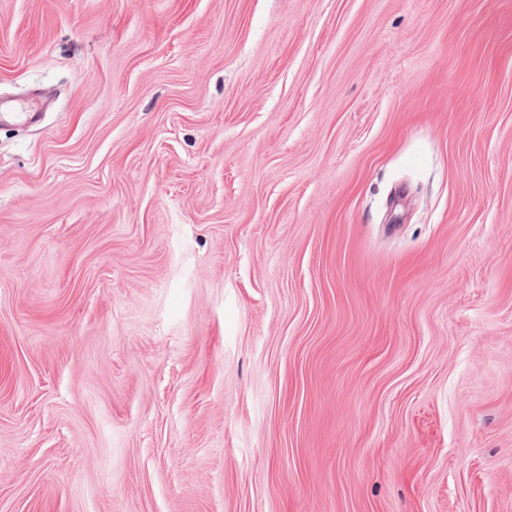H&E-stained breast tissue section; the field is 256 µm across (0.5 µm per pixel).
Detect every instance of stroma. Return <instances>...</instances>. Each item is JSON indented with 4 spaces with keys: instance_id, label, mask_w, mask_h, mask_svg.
I'll return each instance as SVG.
<instances>
[{
    "instance_id": "stroma-1",
    "label": "stroma",
    "mask_w": 512,
    "mask_h": 512,
    "mask_svg": "<svg viewBox=\"0 0 512 512\" xmlns=\"http://www.w3.org/2000/svg\"><path fill=\"white\" fill-rule=\"evenodd\" d=\"M0 512H512V0H0Z\"/></svg>"
}]
</instances>
